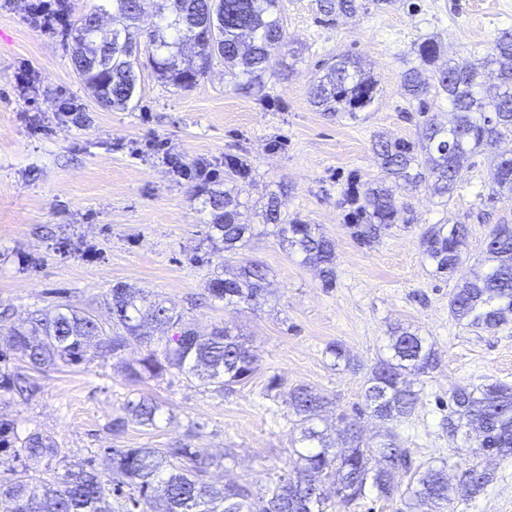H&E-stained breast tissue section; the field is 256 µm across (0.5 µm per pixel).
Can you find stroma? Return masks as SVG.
<instances>
[{"mask_svg": "<svg viewBox=\"0 0 512 512\" xmlns=\"http://www.w3.org/2000/svg\"><path fill=\"white\" fill-rule=\"evenodd\" d=\"M28 0L0 6V312L18 325L32 312L70 304L111 323L113 285L142 290L175 306L186 327L207 334L232 326L259 357V370L230 394L170 371L140 383L92 361L35 374L32 396L5 395L19 435L50 433L71 461L92 460L111 474V448H162L181 441L215 459L206 478L221 486L262 488L294 464L295 416L276 392L304 384L329 401L326 423L358 417L365 439L385 429L364 414V382L389 357V331L402 325L436 345L438 366L419 377L418 406L394 429L414 465L446 464L449 479L475 464L464 437L449 439L448 396L458 386L512 384V321L494 330L454 321L449 300L458 276L437 272L422 233L434 224H465L463 270L485 257L492 223H512V200L489 201L496 145L487 143L462 170L448 202L425 189L393 185L410 223L396 224L373 247L351 237L341 193L349 177L382 178L375 136L418 141L423 118L402 90L415 52L436 37L445 57L471 64L512 33V0H362L350 15L327 20L317 0H282L288 46L262 94L237 90L222 62L180 89L143 70L135 108L101 107L74 72L59 38L32 25ZM361 61L377 82L374 103L354 118H332L310 101L318 66L337 57ZM239 158L246 223L258 227L246 256L261 260L270 285L254 308L224 306L207 290L224 272V249L211 240L201 182L173 172L172 162L223 169ZM283 215L319 225L335 244L336 285L323 287L301 254L263 226L270 195ZM343 344L353 367L334 365L325 348ZM154 398L151 426L110 429L129 398ZM494 480L475 499L455 498L448 512H512V459L487 460Z\"/></svg>", "mask_w": 512, "mask_h": 512, "instance_id": "obj_1", "label": "stroma"}]
</instances>
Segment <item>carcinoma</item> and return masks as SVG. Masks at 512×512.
<instances>
[{
	"label": "carcinoma",
	"mask_w": 512,
	"mask_h": 512,
	"mask_svg": "<svg viewBox=\"0 0 512 512\" xmlns=\"http://www.w3.org/2000/svg\"><path fill=\"white\" fill-rule=\"evenodd\" d=\"M152 8L166 21L147 37L152 73L163 82L186 89L206 75L215 60L239 87L263 90L264 76H273V58L287 46L280 0H112V13L126 21L120 46L112 47L107 69L85 68L86 57L105 51L107 39L92 33L95 14L77 19L69 15L67 0H31V21L49 34H59L71 44V64L96 101L111 110L134 107L141 69L137 53L138 30L134 20ZM320 12L331 15L356 10L355 0H320ZM420 66L403 73L406 96L428 115L427 95H445L452 105L451 119L437 115L424 120L423 142L374 138L373 149L385 178L374 183L348 179L342 191L348 206L347 227L361 246L380 241L397 222L401 207L385 179L420 185L440 198H448L464 164L487 140H502L512 133V34L505 32L492 51L469 66L446 62L436 66L440 42L429 37L418 44ZM490 71L497 84L485 99L475 88ZM376 82L360 61L341 58L325 68L311 89L313 104L324 112L356 117L371 106ZM491 195L512 199V140L499 154L490 186ZM211 209L210 238L237 255L253 237V225L241 221L244 206L239 195L213 190L205 200ZM265 223L282 243L303 255L319 270L326 288L336 283L335 248L317 224L282 218L277 199L268 201ZM469 234L466 224H434L422 234L423 252L436 263V271L450 275L461 264L460 246ZM487 271L463 278L449 301L457 321L488 329L512 315V224L502 220L488 236ZM266 267L244 258L224 276L207 283L209 294L230 305L256 306L267 293ZM112 325L69 305L33 317L27 328L0 324V391L20 397L35 392L33 378L24 373L79 366L91 357L114 359L126 377L136 381L156 378L174 369L189 380L217 392H232L248 383L258 370L252 349L226 325L206 335L179 328L181 314L162 302L138 304L136 292L124 284L112 286ZM147 323L163 332L158 337L142 333ZM392 354L377 360L364 383V401L373 416L392 423L411 416L419 402L414 379L434 370L439 353L432 344L407 328L390 332ZM145 346L135 361L124 358L132 345ZM288 406L297 417L299 436L291 440L296 465L275 476L255 493L246 484L216 489L204 481L209 463L189 445L177 442L165 448H109L112 474L103 480L90 461L70 463L57 441L34 431L20 436L14 422L0 415V450H11L12 464L0 478V512H114L112 496L125 499L122 512H331L325 483L336 485V496L346 509L359 508L367 495L391 499L398 491L397 476L410 474L403 492L409 512H447L455 496L474 498L492 482L493 474L477 465L466 468L456 484L448 483L445 467L427 465L411 469L409 449L393 430L376 443L364 440L358 425L345 422L340 442L319 430L326 397L312 388L296 385L287 390ZM448 436L465 427L474 433L475 456L512 458V385L492 382L458 387L449 396ZM158 407L143 395L130 399L125 415L112 419V431L129 423L155 425Z\"/></svg>",
	"instance_id": "1"
}]
</instances>
